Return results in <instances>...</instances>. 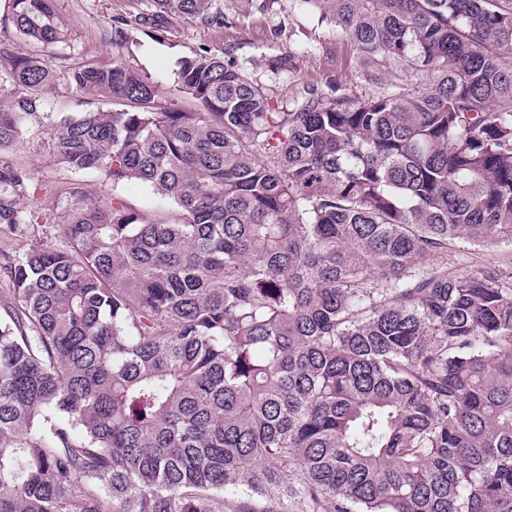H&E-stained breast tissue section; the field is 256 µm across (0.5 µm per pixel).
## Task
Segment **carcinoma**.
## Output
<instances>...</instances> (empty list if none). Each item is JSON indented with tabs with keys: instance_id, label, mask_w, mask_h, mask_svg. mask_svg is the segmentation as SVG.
<instances>
[{
	"instance_id": "obj_1",
	"label": "carcinoma",
	"mask_w": 512,
	"mask_h": 512,
	"mask_svg": "<svg viewBox=\"0 0 512 512\" xmlns=\"http://www.w3.org/2000/svg\"><path fill=\"white\" fill-rule=\"evenodd\" d=\"M55 2L0 17V225L70 241L0 266V512H512V272L432 260L512 244V0H304L381 90L284 109L202 48L196 111L123 48L217 0H144L63 70ZM61 84L99 107L53 117ZM45 120L178 220L79 183L34 209L3 154Z\"/></svg>"
}]
</instances>
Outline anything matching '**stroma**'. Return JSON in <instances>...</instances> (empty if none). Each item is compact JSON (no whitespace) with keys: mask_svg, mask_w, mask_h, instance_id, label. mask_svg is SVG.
<instances>
[{"mask_svg":"<svg viewBox=\"0 0 512 512\" xmlns=\"http://www.w3.org/2000/svg\"><path fill=\"white\" fill-rule=\"evenodd\" d=\"M261 0H220L223 28L207 27L183 18L172 19L166 33L150 29L134 31L128 58L163 95L190 110L195 101L180 93L176 73L181 59L205 47L237 59L245 74L272 99L287 104L306 87L326 91L343 83L358 98L374 89L358 78L355 56L348 39L334 28L318 25L309 5L302 0H272L261 8ZM56 9L68 30L75 54L83 60L107 61L112 57L110 30L119 18L136 14L135 0H57ZM47 128L29 125L13 151L15 164L26 167L32 177L33 206L48 209L58 193L73 182V175L43 147ZM67 248L58 224H31L24 235L0 228V265L33 247ZM452 269L512 267V247L474 248L455 244L448 248Z\"/></svg>","mask_w":512,"mask_h":512,"instance_id":"stroma-1","label":"stroma"}]
</instances>
